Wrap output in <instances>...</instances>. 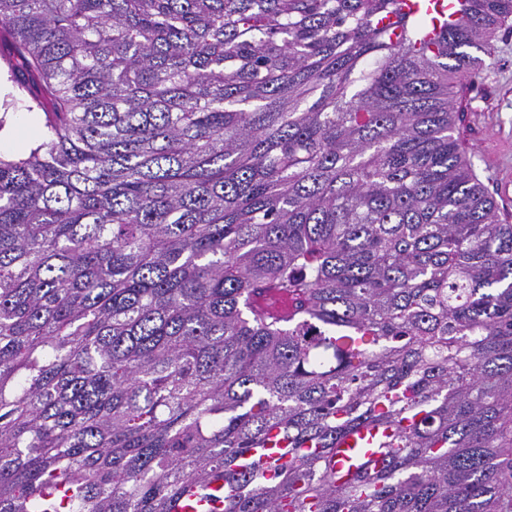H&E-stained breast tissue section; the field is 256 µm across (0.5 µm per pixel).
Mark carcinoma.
<instances>
[{
	"label": "carcinoma",
	"mask_w": 512,
	"mask_h": 512,
	"mask_svg": "<svg viewBox=\"0 0 512 512\" xmlns=\"http://www.w3.org/2000/svg\"><path fill=\"white\" fill-rule=\"evenodd\" d=\"M455 2L0 0L46 117L0 158V512H512V216L453 98L512 0ZM256 304L266 313L277 316H288V299L279 292L271 290L256 299Z\"/></svg>",
	"instance_id": "obj_1"
}]
</instances>
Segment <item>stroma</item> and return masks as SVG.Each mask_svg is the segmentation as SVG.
Masks as SVG:
<instances>
[{"label": "stroma", "mask_w": 512, "mask_h": 512, "mask_svg": "<svg viewBox=\"0 0 512 512\" xmlns=\"http://www.w3.org/2000/svg\"><path fill=\"white\" fill-rule=\"evenodd\" d=\"M0 92L13 94L8 120L30 115V122L19 131L13 148L0 150V156L14 158L25 153L41 137L44 129L42 111L31 109L26 93L13 91L7 70L0 67ZM459 125L474 172L500 207L512 213V192L503 190L512 182V25L497 32L493 49L484 58V65L465 90Z\"/></svg>", "instance_id": "obj_1"}]
</instances>
